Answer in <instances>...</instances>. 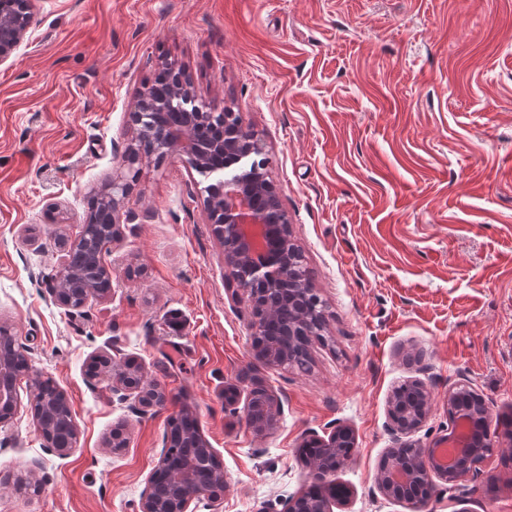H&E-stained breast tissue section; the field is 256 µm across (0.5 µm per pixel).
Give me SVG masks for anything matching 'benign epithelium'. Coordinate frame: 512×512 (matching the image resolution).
<instances>
[{"instance_id": "7a95c632", "label": "benign epithelium", "mask_w": 512, "mask_h": 512, "mask_svg": "<svg viewBox=\"0 0 512 512\" xmlns=\"http://www.w3.org/2000/svg\"><path fill=\"white\" fill-rule=\"evenodd\" d=\"M34 0H21L20 7L0 17V65L7 62L26 39L34 22ZM158 68L168 72L165 93L144 87L132 112L133 136L120 154L112 178L93 189L92 196L103 197L99 217L112 225V235L102 238L98 247L107 249L121 241L117 216L124 199L151 156H175L190 169L216 180L204 187L201 203L214 235L224 248V271L236 285L232 297L250 309L251 344L254 356L271 367L296 365L309 355L315 341L323 340L325 314L322 298L311 276L300 272L301 249L295 242L288 212L279 196L267 193V169L251 160L263 153L257 135L245 127L240 115L226 108L217 110L198 98L190 76L171 62ZM80 240L62 239L64 257L56 280L50 285L55 301L67 309H80L90 299H101L108 291L86 289L74 299L59 284L68 274L74 258L90 260L78 250ZM27 360L24 351L9 342L0 352V423L18 409L17 375L14 361ZM88 376L112 385L121 399L134 398L146 413L163 408L169 397L148 381L142 367L115 361L108 354L94 356L87 365ZM41 380L33 382L32 409L38 427L54 424L69 410L61 389L51 398L39 395ZM433 395L421 380L411 378L395 387L387 401V427L391 445L385 451L374 476L376 489L385 497L416 506L422 501L441 500L448 495L450 512L466 495L457 493L472 469L501 447L493 427L489 401L468 382L448 389L445 408L446 434L423 446L414 439L429 418ZM283 412L282 399L268 388L257 385L245 400L248 424L258 436L272 432ZM78 428L70 423L48 447L66 456L76 447ZM313 444L317 459L307 464L311 490H301L288 500L286 512H335L348 505L353 489L330 476L349 465L357 448V435L349 425L338 424L323 436L305 433L299 447ZM187 454L171 481L160 486L156 473L167 464L161 452L155 468L145 480L138 512H196L194 505L203 497L217 498L202 482L200 454L217 457L201 432L186 439Z\"/></svg>"}]
</instances>
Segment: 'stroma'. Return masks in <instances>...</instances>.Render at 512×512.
<instances>
[{
    "label": "stroma",
    "mask_w": 512,
    "mask_h": 512,
    "mask_svg": "<svg viewBox=\"0 0 512 512\" xmlns=\"http://www.w3.org/2000/svg\"><path fill=\"white\" fill-rule=\"evenodd\" d=\"M35 13L0 65V321L32 365L0 424V512H136L184 407L226 483L197 512H285L307 478L302 434L339 423L357 434L338 475L354 489L345 512H412L374 486L395 386L431 389L424 444L462 379L494 418L512 416V0H37ZM164 58L263 143L327 306L310 371L254 357L201 206L208 181L171 157L124 200L110 295L70 311L49 294L61 240L80 233ZM410 348L421 361H405ZM103 352L142 366L168 404L142 415L90 379ZM34 376L68 397L69 455L37 431ZM259 384L284 400L262 437L224 406L226 386ZM117 427L128 443L115 452ZM503 454L469 481L470 512H512ZM78 435V428L72 417L71 423L61 432L58 440L56 442L46 441V443L48 448H51L56 454L66 456L76 447Z\"/></svg>",
    "instance_id": "35a3bbf8"
}]
</instances>
